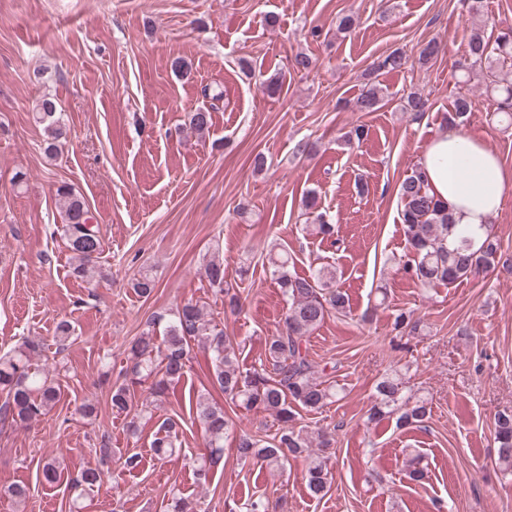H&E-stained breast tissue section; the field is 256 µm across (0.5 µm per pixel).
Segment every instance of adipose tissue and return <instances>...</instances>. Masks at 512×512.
<instances>
[{
    "label": "adipose tissue",
    "mask_w": 512,
    "mask_h": 512,
    "mask_svg": "<svg viewBox=\"0 0 512 512\" xmlns=\"http://www.w3.org/2000/svg\"><path fill=\"white\" fill-rule=\"evenodd\" d=\"M420 164L431 194L447 203L454 224L483 240L512 181L497 156L473 136L450 129L431 141Z\"/></svg>",
    "instance_id": "ef3b65f1"
}]
</instances>
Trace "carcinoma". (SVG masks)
<instances>
[{
	"mask_svg": "<svg viewBox=\"0 0 512 512\" xmlns=\"http://www.w3.org/2000/svg\"><path fill=\"white\" fill-rule=\"evenodd\" d=\"M468 56L472 64L487 65L493 80L489 87L500 90L504 98L500 111L512 113V84L497 76L492 66L495 59L512 58V29L500 32L496 39L487 35L485 28H473L468 42ZM406 64L405 56L395 50L381 62L372 65V72L382 68L398 69ZM384 96L380 84L365 83L356 99L360 112H375L382 107ZM471 110L466 97L456 100L454 111L448 113L450 126L462 124ZM56 101L42 96L36 104V122L44 125L45 151L54 155L64 146L65 124L57 115ZM211 112L196 109L190 114V125L199 133L211 125ZM403 201L400 220L406 241L413 253V260L403 266L404 271L424 285L451 284L459 279L475 275L494 265L499 242L487 234L480 245L452 223L448 206L430 194L424 172L418 168L399 186ZM65 224L62 234L74 260L73 273L86 282L98 273L97 259L102 248L98 225L91 222L89 211L82 196L62 185L58 188ZM316 196L310 193L305 200V211L314 216L312 232L329 239L334 227L325 221L323 214L315 213ZM456 237L453 247H448V237ZM268 264L272 276L281 289L287 303L283 327L266 341V363L260 368H242L236 349L224 329L207 318L203 309L188 302L175 314L167 326L162 343H156L153 332H144L132 344L126 375L129 379L112 386V410L118 414L139 416L152 408L166 394L169 386L179 382L187 373L190 343L197 341L211 352L215 382L224 395L237 407L254 408L268 412L278 423L271 440L260 443L256 437L243 433L236 441L240 459H256L270 469L284 466L291 458L307 457L306 485L311 496L322 499L331 487L330 457L312 452V441L296 428L294 421L297 408L318 410L333 402L336 387L316 376L309 359L306 338L316 330L332 310L346 309L345 295L337 288L336 269L324 267L318 274L302 277L289 270L288 252L282 248L271 249ZM205 277L217 292L228 297L231 311L240 308V298L224 288V262L213 258L204 267ZM41 343L27 338L18 348L0 356V389L6 396L0 403V422L28 424L47 415L59 400L61 387L49 373L34 364L39 357ZM150 383L149 395L153 400L141 402L135 407L134 386ZM376 400L369 409V419L380 420L397 415V425L409 426L422 422L430 408L426 400L414 399L403 393L399 375L387 376L377 383ZM197 416L206 437V453L197 460L198 478L207 477L211 468L220 463L224 452V434L232 427V420L221 407L213 406L204 396L196 403ZM495 439L498 443V463L504 472L512 473V411L495 415ZM177 422L166 417L161 422L152 446L155 455L165 459L175 453ZM112 463V449H99V464L81 472L76 486L93 487L102 481L104 469ZM62 470V458L46 457L42 466L45 481H56Z\"/></svg>",
	"mask_w": 512,
	"mask_h": 512,
	"instance_id": "cac0c4a2",
	"label": "carcinoma"
}]
</instances>
